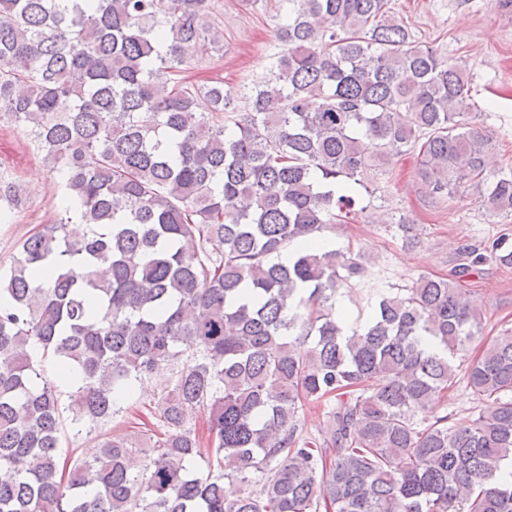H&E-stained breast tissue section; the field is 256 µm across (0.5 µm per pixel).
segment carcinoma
Listing matches in <instances>:
<instances>
[{
    "instance_id": "cac0c4a2",
    "label": "carcinoma",
    "mask_w": 512,
    "mask_h": 512,
    "mask_svg": "<svg viewBox=\"0 0 512 512\" xmlns=\"http://www.w3.org/2000/svg\"><path fill=\"white\" fill-rule=\"evenodd\" d=\"M283 2L269 79L237 111L223 80L185 77L187 54L224 46L212 0H0V112L72 201L0 271V512H512V328L465 365L496 405L425 420L482 337L460 279L512 266V246L379 295L352 328L336 293L365 256L318 246L404 148L432 197L467 184L512 217V169L455 111L466 64L413 44L390 0ZM178 361L149 444L61 454L58 381L90 434ZM321 401L319 439L299 409Z\"/></svg>"
}]
</instances>
